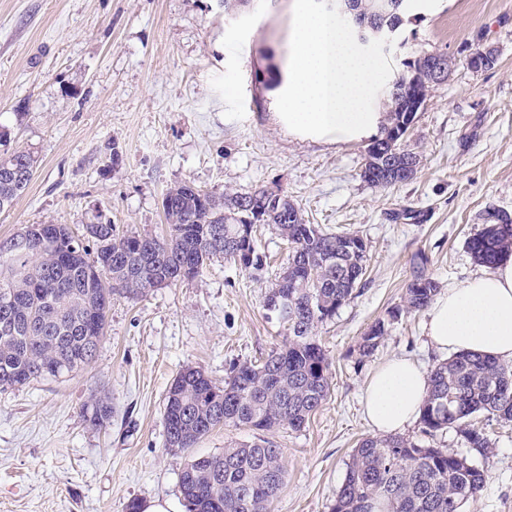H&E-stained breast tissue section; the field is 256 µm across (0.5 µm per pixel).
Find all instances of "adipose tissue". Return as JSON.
<instances>
[{
  "instance_id": "1",
  "label": "adipose tissue",
  "mask_w": 512,
  "mask_h": 512,
  "mask_svg": "<svg viewBox=\"0 0 512 512\" xmlns=\"http://www.w3.org/2000/svg\"><path fill=\"white\" fill-rule=\"evenodd\" d=\"M426 332L440 353L512 361V257L439 293L428 309ZM427 387V374L417 361L389 359L366 385L363 413L378 433H395L418 420Z\"/></svg>"
}]
</instances>
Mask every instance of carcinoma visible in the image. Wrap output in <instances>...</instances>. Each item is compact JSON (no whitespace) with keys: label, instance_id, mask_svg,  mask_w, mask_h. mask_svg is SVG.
I'll list each match as a JSON object with an SVG mask.
<instances>
[{"label":"carcinoma","instance_id":"1","mask_svg":"<svg viewBox=\"0 0 512 512\" xmlns=\"http://www.w3.org/2000/svg\"><path fill=\"white\" fill-rule=\"evenodd\" d=\"M370 20L367 40L378 38L393 17L375 12L377 0H348ZM415 84L405 85L401 74L388 83L384 99V131L399 129L403 108L426 97L448 80L414 59ZM417 156L405 149L403 136L388 137L383 154L366 149L362 177L386 188L413 178ZM35 165L32 155L15 151L0 156V211L29 184ZM165 237L124 235L111 224H89L87 245L66 249L69 229L42 225V252L34 257L4 248L22 236V227L0 239V389L71 376L95 359L105 337L112 291L144 295L199 277L216 257L230 258L242 268L262 264L254 225L243 216L258 212L262 223L273 224L290 244L288 267L273 283L266 307L288 305V336L262 363H242L229 369L224 382L203 369L188 367L167 391L164 423L167 450L187 454L180 488L187 512H270L283 483V450L269 441L230 446L209 458L192 449L216 427L246 426L272 431L280 426L304 427L326 400L329 361L319 343L318 325L336 315L360 285L366 270L367 245L354 232L329 233L305 222L301 209L281 192L200 191L179 184L165 195ZM468 240L475 259L487 268L512 255V217L491 214ZM188 264V274L172 269ZM438 290L423 275L406 289V308H426ZM393 309L361 337L360 359L371 357L401 317ZM483 413L489 422H512V364L495 358L462 353L431 369L422 405V432L434 435L456 428L473 448L487 450L490 441L468 419ZM112 414L109 397L91 406L90 423L105 426ZM485 472L447 448H424L398 436L366 437L353 449L346 477L336 493L332 512H462L480 495Z\"/></svg>","mask_w":512,"mask_h":512}]
</instances>
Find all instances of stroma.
<instances>
[{
    "instance_id": "obj_1",
    "label": "stroma",
    "mask_w": 512,
    "mask_h": 512,
    "mask_svg": "<svg viewBox=\"0 0 512 512\" xmlns=\"http://www.w3.org/2000/svg\"><path fill=\"white\" fill-rule=\"evenodd\" d=\"M294 0H251L225 15L222 0H0V155L36 160L32 180L0 212V238L26 224H90L165 236L170 187L248 192L276 187L306 220L354 232L368 247L360 288L318 328L330 362L327 400L302 430L268 438L286 477L271 512H331L350 455L372 430L365 384L403 355L432 369L442 354L424 334L425 311L404 312L374 355L357 345L402 308L417 275L440 289L482 272L466 247L493 211L512 214V0H409L390 49L393 65L426 51L455 66L404 137L420 164L387 189L361 176L367 140L334 143L288 133L275 112L286 84ZM493 49L475 73L464 63ZM267 257L244 270L217 258L198 278L145 295L114 291L94 362L62 381L0 390V512H126L129 502H181L186 455L166 447L164 405L177 373L262 360L286 331L265 296L288 264V243L258 225ZM109 392L112 414L85 409ZM403 437L447 448L487 472L464 512H512V425L470 447L455 429Z\"/></svg>"
}]
</instances>
